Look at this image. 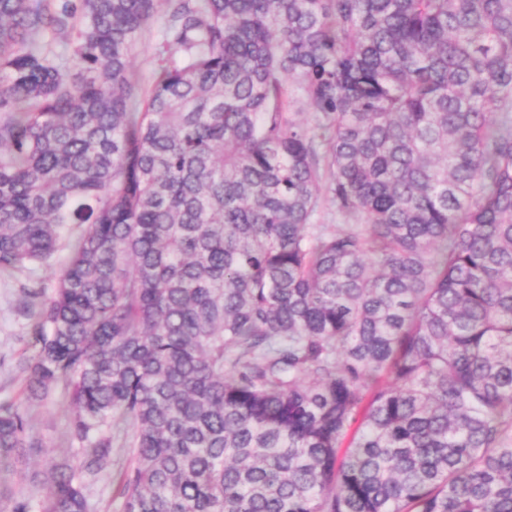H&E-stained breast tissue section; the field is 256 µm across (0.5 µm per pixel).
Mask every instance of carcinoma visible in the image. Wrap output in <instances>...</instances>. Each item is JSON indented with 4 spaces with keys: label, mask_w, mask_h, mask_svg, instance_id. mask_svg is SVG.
<instances>
[{
    "label": "carcinoma",
    "mask_w": 512,
    "mask_h": 512,
    "mask_svg": "<svg viewBox=\"0 0 512 512\" xmlns=\"http://www.w3.org/2000/svg\"><path fill=\"white\" fill-rule=\"evenodd\" d=\"M66 224L0 512H512V0H0V275ZM167 24L164 11L158 12L145 27L133 59V69L143 89H148L157 70L156 47ZM69 414L70 408L61 386L52 393L47 402L28 408V417L33 428L45 439L48 446L44 450L46 458L42 460L41 457L34 461L33 469H42L50 460L71 458L79 448V444L69 438ZM94 500L99 502L98 512H120L121 499L112 496L111 478L104 476L92 489Z\"/></svg>",
    "instance_id": "cac0c4a2"
}]
</instances>
